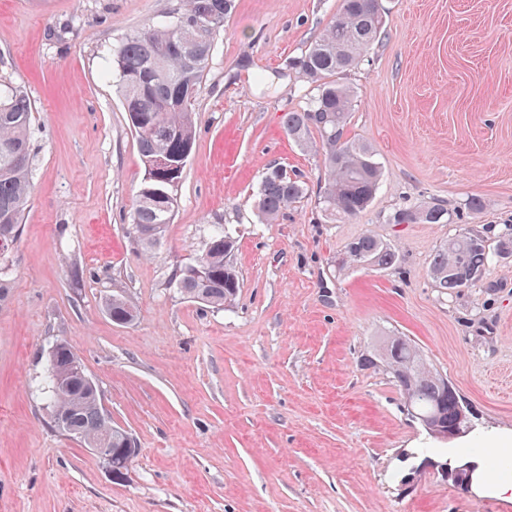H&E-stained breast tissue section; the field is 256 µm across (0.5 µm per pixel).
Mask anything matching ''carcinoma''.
I'll return each mask as SVG.
<instances>
[{
  "label": "carcinoma",
  "instance_id": "cac0c4a2",
  "mask_svg": "<svg viewBox=\"0 0 512 512\" xmlns=\"http://www.w3.org/2000/svg\"><path fill=\"white\" fill-rule=\"evenodd\" d=\"M234 0H180L170 19L129 35L112 52V72L120 82L129 119L142 124L133 127L138 151L145 168L142 188L132 206L131 222L145 236V248L162 238L172 222L178 201L167 175L154 171V161L193 150L195 113L193 104L212 56L215 40L230 17ZM383 33L379 0H340L336 18L323 35L302 55L288 59V69L314 86L316 94L306 107L288 112L283 128L294 142L310 146L323 157L318 207L327 220L353 217L372 202L382 176L374 150L349 135V116L354 95L335 76L356 65ZM33 108L20 87L0 78V262L16 244L23 214L31 198L30 128ZM317 134L318 142L310 141ZM307 193L306 184L278 168L262 179L259 209L269 223ZM395 224H446L448 209L435 203L423 208L395 211ZM235 248L234 238L222 229L210 235L198 267L175 276L179 293L187 299L213 307L230 303L240 288L239 272L228 260ZM512 254V224L491 245L479 234L451 236L436 249L429 272L435 287L457 292L483 276L493 256ZM344 267L395 268L399 252L386 241L364 234L345 247ZM112 320L128 324L136 317L134 306L121 295L107 303ZM48 357V400L54 427L79 443L90 446L125 447L120 428L104 415L98 388H92L76 372V353L65 342ZM380 359L392 374L412 418L431 420L441 431L453 430L459 422L461 395L424 362L407 336L395 334L384 341Z\"/></svg>",
  "mask_w": 512,
  "mask_h": 512
}]
</instances>
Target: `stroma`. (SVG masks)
Returning a JSON list of instances; mask_svg holds the SVG:
<instances>
[{
    "mask_svg": "<svg viewBox=\"0 0 512 512\" xmlns=\"http://www.w3.org/2000/svg\"><path fill=\"white\" fill-rule=\"evenodd\" d=\"M178 3L0 0V75L34 109L31 200L0 303V512H512L498 493L512 479V256L451 294L429 276L448 236L493 242L512 224V0H381L380 40L338 80L382 181L333 223L317 206L320 158L282 117L314 93L286 62L340 0H236L195 102L178 208L147 251L130 217L145 169L110 52ZM274 166L309 193L268 224L258 187ZM434 202L448 223L390 221ZM218 226L240 273L219 309L169 286ZM368 233L399 267L339 270ZM115 294L135 322L109 317ZM394 331L472 407L474 432L439 442L407 416L371 362ZM61 340L137 444L123 479L53 425L45 369ZM447 461L478 465L481 485L459 490L438 472Z\"/></svg>",
    "mask_w": 512,
    "mask_h": 512,
    "instance_id": "1",
    "label": "stroma"
}]
</instances>
